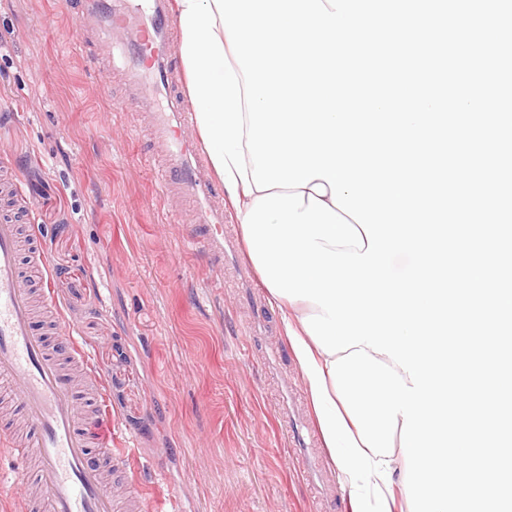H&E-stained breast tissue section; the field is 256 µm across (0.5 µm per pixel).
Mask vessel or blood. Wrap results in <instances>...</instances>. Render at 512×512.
<instances>
[{"mask_svg": "<svg viewBox=\"0 0 512 512\" xmlns=\"http://www.w3.org/2000/svg\"><path fill=\"white\" fill-rule=\"evenodd\" d=\"M96 23L111 31L112 43L125 55L126 91L122 109L147 114L163 160L150 171L157 193L177 195L191 208L192 240L220 266L234 269L242 296L254 297V272L240 260L241 241L228 231L224 204L209 179L192 117L184 103L181 79L173 66L170 0H85L75 17L77 28ZM22 226L17 217L0 219V381L27 429L25 441L13 437V419H0V446L32 457L31 476L14 478L8 489L16 512H116L112 472L128 466L129 456L116 441L104 416L103 379L93 370L88 351L74 328L53 333L38 324L35 288L52 300L56 284L46 272L38 236L30 238V262H23ZM280 418L288 445L303 449L308 483L320 486L323 469L311 454L308 414L290 387L282 389Z\"/></svg>", "mask_w": 512, "mask_h": 512, "instance_id": "vessel-or-blood-1", "label": "vessel or blood"}]
</instances>
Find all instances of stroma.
Masks as SVG:
<instances>
[{
	"instance_id": "1",
	"label": "stroma",
	"mask_w": 512,
	"mask_h": 512,
	"mask_svg": "<svg viewBox=\"0 0 512 512\" xmlns=\"http://www.w3.org/2000/svg\"><path fill=\"white\" fill-rule=\"evenodd\" d=\"M78 0H0V178L16 179L59 284L55 303L105 382L137 449L127 482L163 512H334L292 468L276 419L279 383L310 397L293 354L278 374L249 352L252 317L216 260L173 223L153 189L144 119L99 27L75 32Z\"/></svg>"
}]
</instances>
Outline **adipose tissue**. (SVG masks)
Returning <instances> with one entry per match:
<instances>
[{"label": "adipose tissue", "instance_id": "obj_1", "mask_svg": "<svg viewBox=\"0 0 512 512\" xmlns=\"http://www.w3.org/2000/svg\"><path fill=\"white\" fill-rule=\"evenodd\" d=\"M181 32L179 54L185 69L194 119L211 168L237 217H245L258 192L251 179L250 125L245 83L222 28L213 0H173ZM316 411L320 431L342 483L349 488L353 512H409L402 452L376 456L363 445L336 395L328 370L331 358L311 339L304 317L320 313L309 301L272 296Z\"/></svg>", "mask_w": 512, "mask_h": 512}]
</instances>
